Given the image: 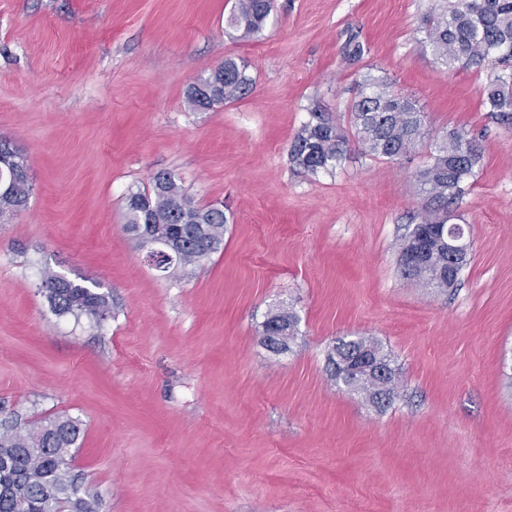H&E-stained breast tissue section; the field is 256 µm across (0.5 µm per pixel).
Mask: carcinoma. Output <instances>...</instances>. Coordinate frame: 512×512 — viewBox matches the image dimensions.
<instances>
[{
	"label": "carcinoma",
	"instance_id": "cac0c4a2",
	"mask_svg": "<svg viewBox=\"0 0 512 512\" xmlns=\"http://www.w3.org/2000/svg\"><path fill=\"white\" fill-rule=\"evenodd\" d=\"M271 10L272 0H237L228 23L245 36H257ZM423 32L424 47L446 71L479 69L489 57L495 58L502 69L486 87L483 103L487 111L511 123L512 0H437L423 19ZM251 85L247 65L226 60L187 87L186 102L192 110L206 112L239 99ZM346 112L345 129L332 114L311 111L291 142L290 162L314 176L332 174L347 158L352 139L364 152L391 161L429 150V161L415 174L423 200L419 222L409 225L402 236L398 264L403 276L427 287H453L456 279L445 243L451 234H464V228L449 223V207L481 161L478 143L460 129L432 135L426 113L396 93L385 76L369 74L359 81ZM12 181L14 190L0 193V224L11 223L23 212L31 194L27 156L0 138V183ZM125 218L124 230L139 248L157 239L175 243L181 267L218 252L229 223L224 208L197 203L171 171L156 174L148 187L126 196ZM421 232L430 236V247L415 261L411 253L415 235ZM41 277L43 292L57 314L77 320L84 316L97 325L112 316V300L101 283L69 279L47 267ZM271 320L288 326V335H297L294 312L279 308ZM363 348L390 362L378 344L358 336L336 341V358L328 359V367L336 383L371 402L375 383L362 370L350 371L349 365L353 353ZM80 433L79 421L68 416L1 424L0 512H97L98 496L83 488L70 467Z\"/></svg>",
	"mask_w": 512,
	"mask_h": 512
}]
</instances>
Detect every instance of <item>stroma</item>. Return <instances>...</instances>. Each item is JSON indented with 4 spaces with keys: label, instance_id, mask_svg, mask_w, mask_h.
<instances>
[{
    "label": "stroma",
    "instance_id": "stroma-1",
    "mask_svg": "<svg viewBox=\"0 0 512 512\" xmlns=\"http://www.w3.org/2000/svg\"><path fill=\"white\" fill-rule=\"evenodd\" d=\"M235 3L0 0V137L32 185L0 224V421L80 419L99 512H512V125L482 105L499 65L444 72L421 44L434 0H274L255 38L227 27ZM228 59L252 90L191 110ZM368 73L481 148L452 206L472 242L454 287L397 262L426 153L354 147L315 177L289 161L310 109L343 116ZM160 171L231 213L221 250L166 273L123 230ZM46 265L102 282L111 317L55 313ZM280 306L300 323L277 355L260 331ZM344 336L390 356V406L331 380Z\"/></svg>",
    "mask_w": 512,
    "mask_h": 512
}]
</instances>
